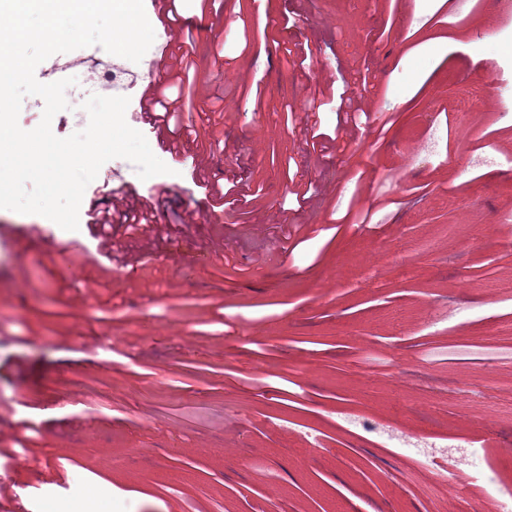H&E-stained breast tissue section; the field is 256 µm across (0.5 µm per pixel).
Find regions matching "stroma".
Returning <instances> with one entry per match:
<instances>
[{"label": "stroma", "instance_id": "obj_1", "mask_svg": "<svg viewBox=\"0 0 512 512\" xmlns=\"http://www.w3.org/2000/svg\"><path fill=\"white\" fill-rule=\"evenodd\" d=\"M177 10L171 42L148 50L154 70L167 75L189 28L196 77L237 147L172 154L169 132L141 118L169 174L142 180L107 161L74 232L0 209V444L14 452L0 475L57 499L80 479L97 493L85 512H264L274 486L280 512H484L488 483L512 487V109L493 105L486 124L470 107L512 69L484 60L512 39V12L419 0L424 26L408 41L378 38L375 0H271V28L237 20L254 0ZM357 60L386 91L378 111L398 121L377 144L364 120L340 153V103L365 91ZM318 83L335 88L319 153L286 123ZM467 118V139L410 150L411 132ZM369 169L398 207L335 232L332 211L356 188L337 171ZM255 174L260 207H213L211 183ZM113 195L200 219L113 226L111 250L90 215ZM73 239L82 251L64 275L57 249ZM217 248L232 269L214 263ZM386 426L468 440L475 488L446 493Z\"/></svg>", "mask_w": 512, "mask_h": 512}]
</instances>
